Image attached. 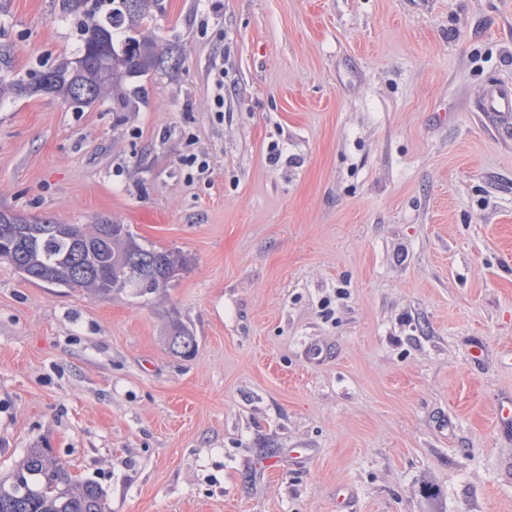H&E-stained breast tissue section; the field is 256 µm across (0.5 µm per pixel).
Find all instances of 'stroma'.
<instances>
[{"label": "stroma", "mask_w": 512, "mask_h": 512, "mask_svg": "<svg viewBox=\"0 0 512 512\" xmlns=\"http://www.w3.org/2000/svg\"><path fill=\"white\" fill-rule=\"evenodd\" d=\"M160 4L184 63L137 111L0 106V206L191 259L108 299L0 263V477L48 448L108 512H512V0ZM78 45L0 0L13 70ZM484 112L510 116L512 112V87H505L492 93L486 102ZM166 339L169 350L180 357L188 358L197 350L198 344L195 334L178 318L171 320ZM183 343H186L184 348L182 347Z\"/></svg>", "instance_id": "stroma-1"}]
</instances>
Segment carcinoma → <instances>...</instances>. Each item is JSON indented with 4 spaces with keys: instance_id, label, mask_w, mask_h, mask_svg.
I'll return each instance as SVG.
<instances>
[{
    "instance_id": "obj_1",
    "label": "carcinoma",
    "mask_w": 512,
    "mask_h": 512,
    "mask_svg": "<svg viewBox=\"0 0 512 512\" xmlns=\"http://www.w3.org/2000/svg\"><path fill=\"white\" fill-rule=\"evenodd\" d=\"M158 0H60L64 17L78 21L77 55L53 67L11 78L0 77V105L12 98L46 93L81 109L110 100L123 109L140 98L141 87L126 81L174 74L182 65L179 46L151 25ZM0 261L27 268L32 282L81 288L98 297L123 293L144 297L169 287L187 270L190 258L175 248L145 244L129 224L94 221L59 224L29 219L0 208ZM169 350L184 358L197 350V338L174 318L166 336ZM0 512H105L97 485L81 483L48 448H28L12 473L0 478Z\"/></svg>"
}]
</instances>
